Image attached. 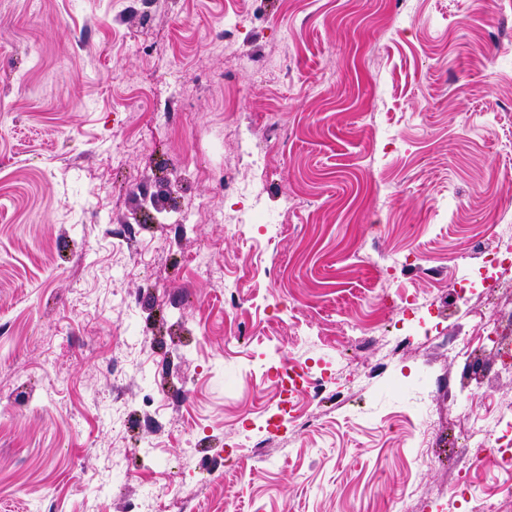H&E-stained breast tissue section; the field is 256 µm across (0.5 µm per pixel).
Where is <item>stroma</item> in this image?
I'll use <instances>...</instances> for the list:
<instances>
[{"label": "stroma", "mask_w": 512, "mask_h": 512, "mask_svg": "<svg viewBox=\"0 0 512 512\" xmlns=\"http://www.w3.org/2000/svg\"><path fill=\"white\" fill-rule=\"evenodd\" d=\"M238 2L0 0V512H141L150 494L155 512H396L406 491L413 512H464L460 476L495 499L512 484L464 447L455 406L495 412L512 376L474 344L443 354L477 325L459 258L512 225V0H256L234 36L255 67L232 72L208 45ZM138 39L183 74L165 133ZM271 124L288 137L256 191L287 238L143 209L239 207L196 176L165 191L156 162L226 173ZM125 237L153 268L115 251ZM203 246L222 282L197 272ZM415 292L434 299L427 339L385 361L345 336L397 330ZM303 361L320 379L299 422L267 427L268 368Z\"/></svg>", "instance_id": "obj_1"}]
</instances>
